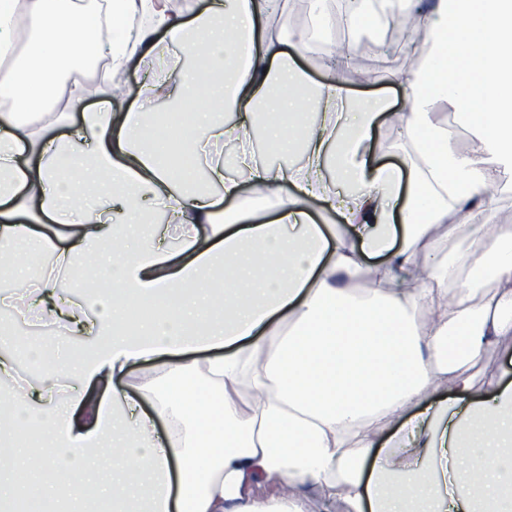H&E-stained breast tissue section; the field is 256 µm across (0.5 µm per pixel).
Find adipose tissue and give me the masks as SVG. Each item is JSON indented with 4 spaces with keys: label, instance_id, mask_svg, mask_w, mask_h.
<instances>
[{
    "label": "adipose tissue",
    "instance_id": "ef3b65f1",
    "mask_svg": "<svg viewBox=\"0 0 512 512\" xmlns=\"http://www.w3.org/2000/svg\"><path fill=\"white\" fill-rule=\"evenodd\" d=\"M168 3L0 0V278L65 335L94 338L70 362L37 354L54 369L22 387L23 412L6 410L13 442L40 447L45 486L65 482L96 512H309L310 487L346 512H503L512 385L474 389L466 364L512 335V230L477 224L451 255H413L435 226L489 207L493 179L512 181V0L420 13L424 57L399 79L398 168L371 147L391 105L351 102L347 53L328 52L312 84L270 27L273 0H206L188 21ZM167 42L194 63L172 60L142 93L186 113L175 134L170 114L148 130L136 107L113 108L82 68L121 69ZM441 100L470 128L466 150L435 119ZM262 109L273 144L303 161L284 176L250 166L245 199L223 148L249 142ZM306 111L321 120L294 141L288 120ZM309 197L351 237L317 223ZM24 250L49 257L38 278L19 266ZM365 254L381 264L364 268ZM364 270L370 288L350 294ZM63 273L106 291L101 315L57 293ZM154 359L150 414L122 381ZM244 376L257 395L247 415L231 394ZM63 389L61 406L34 407ZM159 417L182 433L160 437ZM378 423L392 434L377 437ZM92 448L122 467L101 488L80 475ZM478 471L477 500L463 488Z\"/></svg>",
    "mask_w": 512,
    "mask_h": 512
}]
</instances>
